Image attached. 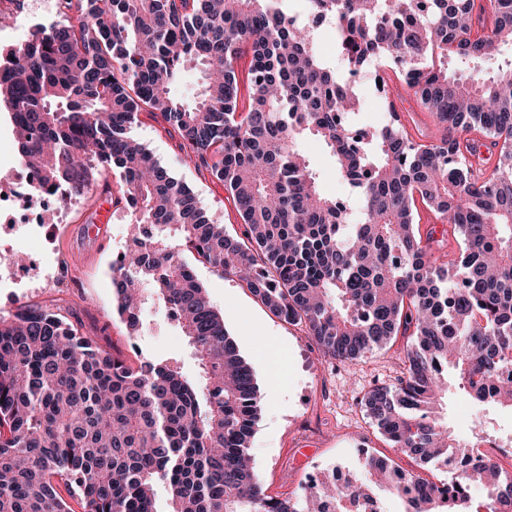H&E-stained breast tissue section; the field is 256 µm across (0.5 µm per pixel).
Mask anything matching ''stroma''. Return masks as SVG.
Instances as JSON below:
<instances>
[{"label":"stroma","mask_w":512,"mask_h":512,"mask_svg":"<svg viewBox=\"0 0 512 512\" xmlns=\"http://www.w3.org/2000/svg\"><path fill=\"white\" fill-rule=\"evenodd\" d=\"M360 109L350 118L353 129L378 130L389 119L380 94L368 81L357 87ZM158 162L196 194L206 217L223 225L229 235L241 237L243 225L226 201L224 189L206 171L185 160L177 137L165 133L149 116H142L132 130ZM311 166L317 171L322 191L342 200L345 221L359 223L363 201L358 190L342 179L326 150L316 142L306 144ZM108 194L96 192L88 201L76 204L67 223L43 228L31 237L29 248L51 253L62 265L64 282L45 288L41 275L31 272L17 294L29 303H55L73 307L83 330L110 345L115 355L135 365L141 361L174 357L185 369L195 370L191 350L177 327L156 313H148L153 331L130 340L120 321L104 327L102 312L114 303L112 267L123 253L127 224L110 221L106 240L84 235V225L96 222L100 206L109 203ZM199 282L240 353L252 367L265 405L251 439L253 465L268 494L289 495L303 488L318 472L341 468L364 476V457L372 454L390 459L403 472L431 482L451 481L447 466L422 463L414 456L395 450L368 417L363 397L373 386L392 384L403 371L405 338H398L357 360L331 359L322 355L298 325L271 313L234 277L187 255Z\"/></svg>","instance_id":"1"}]
</instances>
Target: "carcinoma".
<instances>
[{
    "instance_id": "1",
    "label": "carcinoma",
    "mask_w": 512,
    "mask_h": 512,
    "mask_svg": "<svg viewBox=\"0 0 512 512\" xmlns=\"http://www.w3.org/2000/svg\"><path fill=\"white\" fill-rule=\"evenodd\" d=\"M63 2V22L36 29L17 53L0 49V106L18 157L36 171V191L81 200L118 174L112 202L132 224L112 268L115 313L131 338L146 327V300L172 313L198 374L173 358L133 367L61 306L0 316V512H73L69 498L83 512H322L325 500L348 512L373 484L405 512H468L471 484L489 512H512V474L486 456L463 458L449 503L376 456L365 482L267 495L250 456L264 397L184 259L236 277L328 357L356 360L409 335L399 383L373 387L364 406L401 452L448 462L458 447L449 396L512 409V63L483 68L512 47V0L488 10L476 0H305L301 26L283 0ZM328 20L350 72L386 61L444 129L438 142L412 134L386 94L387 127L350 128L355 85L316 50ZM450 58L466 74L448 72ZM188 62L201 74L192 103L173 91ZM144 113L223 186L243 238L211 223L133 138ZM471 132L494 140L495 161ZM307 138L360 190V223H344L340 201L321 191L300 148ZM418 200L451 224L459 255L443 262L442 248L423 243Z\"/></svg>"
}]
</instances>
